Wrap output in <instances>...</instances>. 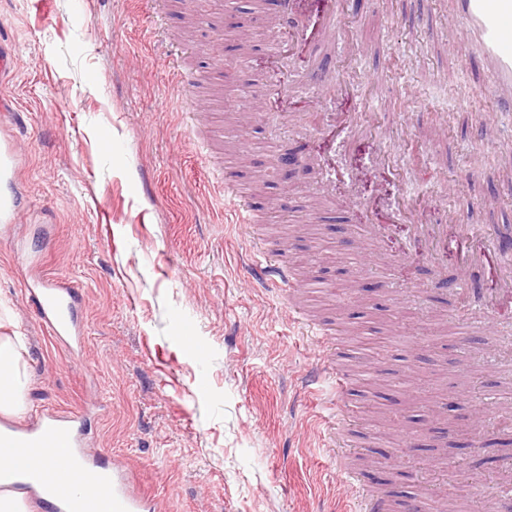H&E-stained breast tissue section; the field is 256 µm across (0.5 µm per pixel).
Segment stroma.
<instances>
[{
	"instance_id": "obj_1",
	"label": "stroma",
	"mask_w": 512,
	"mask_h": 512,
	"mask_svg": "<svg viewBox=\"0 0 512 512\" xmlns=\"http://www.w3.org/2000/svg\"><path fill=\"white\" fill-rule=\"evenodd\" d=\"M200 5L187 40L181 0H0V45L15 57L0 73V147L17 145L0 180L17 211L0 225V336L23 333L29 376L15 424L104 405L90 448L134 470L159 512H326L346 501L333 463L354 454L369 460L359 484L391 479L393 502L414 496L434 512L476 474L491 512H512L496 493L512 419L483 435L469 419L512 377L500 339L512 310L471 337L497 369L463 373L454 337L465 303L433 286L458 278L456 260L407 248L415 221L512 225L501 157L512 112H496L472 46L449 44L448 0H337L338 43L317 39L289 56L268 46L277 0ZM177 65L196 70L197 90L178 82ZM357 74L359 96L320 94L324 77ZM253 79L276 86L264 99L281 103L245 127L253 162L273 151L312 161L250 191L260 230L298 278L326 267L304 309L336 329L344 353L359 348L341 330L356 319L381 369L351 448L334 457L319 435L326 394L302 388L317 344L282 292L248 280L250 230L231 223L217 186L226 175L253 180L224 146ZM326 166L336 178L323 193ZM401 206L415 219L378 244L354 234ZM387 266L407 295L378 294ZM32 272L77 286L80 356L38 317Z\"/></svg>"
}]
</instances>
